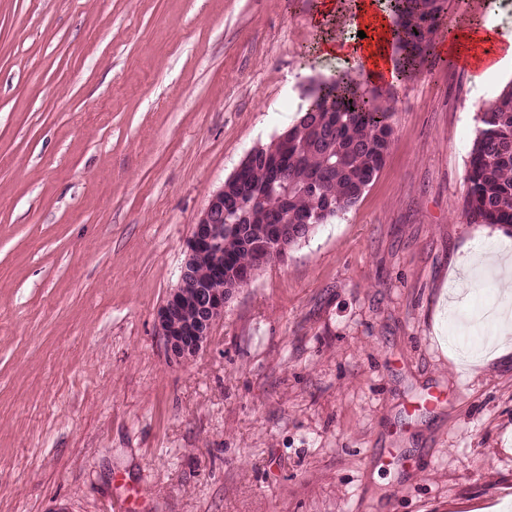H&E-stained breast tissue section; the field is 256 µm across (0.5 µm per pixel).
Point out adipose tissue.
Wrapping results in <instances>:
<instances>
[{
	"label": "adipose tissue",
	"instance_id": "1",
	"mask_svg": "<svg viewBox=\"0 0 512 512\" xmlns=\"http://www.w3.org/2000/svg\"><path fill=\"white\" fill-rule=\"evenodd\" d=\"M340 10L339 0H318L312 22L323 34L314 51L324 58H340L373 84H393L397 74L392 60L394 30L392 18L377 0H357L351 22L364 31L360 40H346L325 32L326 22ZM451 49L463 53L467 66L485 74L512 61V29L492 25L460 28L449 40Z\"/></svg>",
	"mask_w": 512,
	"mask_h": 512
}]
</instances>
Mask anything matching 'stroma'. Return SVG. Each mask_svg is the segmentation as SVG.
<instances>
[{
	"label": "stroma",
	"mask_w": 512,
	"mask_h": 512,
	"mask_svg": "<svg viewBox=\"0 0 512 512\" xmlns=\"http://www.w3.org/2000/svg\"><path fill=\"white\" fill-rule=\"evenodd\" d=\"M317 0H0V512H488L512 498V335L465 217L482 78L449 27L392 86L393 143L357 204L236 290L209 346L156 315L210 194L340 64ZM454 316L442 319L444 306ZM443 403L431 409L426 400ZM404 449V467L379 459Z\"/></svg>",
	"instance_id": "obj_1"
}]
</instances>
